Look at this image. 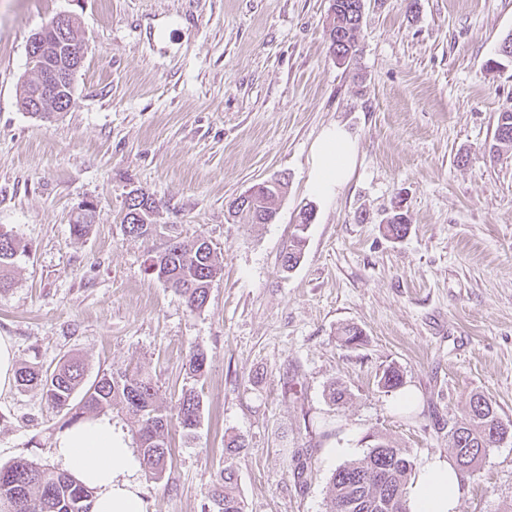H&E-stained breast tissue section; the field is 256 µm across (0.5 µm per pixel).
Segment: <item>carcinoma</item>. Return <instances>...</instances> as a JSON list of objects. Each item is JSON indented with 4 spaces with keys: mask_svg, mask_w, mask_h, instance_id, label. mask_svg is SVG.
I'll return each mask as SVG.
<instances>
[{
    "mask_svg": "<svg viewBox=\"0 0 512 512\" xmlns=\"http://www.w3.org/2000/svg\"><path fill=\"white\" fill-rule=\"evenodd\" d=\"M362 20V0H331L327 26L329 52L346 61L357 52ZM492 149L499 156L512 154V109L498 113ZM287 182L279 179L259 188L248 204L231 202L229 211L251 224H272L278 214L279 199ZM156 201L143 193L125 200V233L148 238L157 232L149 223ZM313 212L298 214L295 234L283 251L287 268L294 267L305 246L304 226L312 223ZM385 231L401 238L408 231L404 212L387 217ZM21 253L20 242L0 231V289L12 286L9 272ZM147 271L174 289L190 312L207 303L212 283L221 272L212 243L204 236L191 242L174 240L148 259ZM207 354L200 348L189 353L188 370L194 377L204 374ZM17 387L37 386L45 400L64 413L61 428L95 418L108 409L126 416L130 423L137 458L150 481L165 474L170 449L169 428L177 425L185 436L194 434L200 423L203 400L196 388L185 389L174 405L159 403V387L142 371L114 368L86 382L84 364L77 358L60 361L50 371L24 366L16 372ZM505 439H512V420H504L493 401L480 393L470 396L461 416L448 429V448L461 470L474 472L479 461ZM413 469L407 450L390 441L379 440L360 459L339 466L331 475L326 512H407L405 490ZM94 492L64 472L47 464L20 459L0 468V512H92ZM204 512H244L231 466L224 467L208 496Z\"/></svg>",
    "mask_w": 512,
    "mask_h": 512,
    "instance_id": "1",
    "label": "carcinoma"
}]
</instances>
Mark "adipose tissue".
Masks as SVG:
<instances>
[{
  "label": "adipose tissue",
  "instance_id": "1",
  "mask_svg": "<svg viewBox=\"0 0 512 512\" xmlns=\"http://www.w3.org/2000/svg\"><path fill=\"white\" fill-rule=\"evenodd\" d=\"M358 143L341 125L326 128L313 153L310 190L317 197L337 195L356 163ZM54 459L95 492L93 512H145L139 462L111 421L99 417L60 430ZM463 473L451 456L425 457L407 487L409 512H458Z\"/></svg>",
  "mask_w": 512,
  "mask_h": 512
}]
</instances>
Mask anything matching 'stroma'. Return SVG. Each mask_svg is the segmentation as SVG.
Here are the masks:
<instances>
[{"label": "stroma", "instance_id": "stroma-1", "mask_svg": "<svg viewBox=\"0 0 512 512\" xmlns=\"http://www.w3.org/2000/svg\"><path fill=\"white\" fill-rule=\"evenodd\" d=\"M330 0H0V228L24 246L0 290L16 366L80 358L88 378L148 371L162 403L205 350L193 438L169 435L146 512H202L232 463L245 512H325L333 471L384 435L414 460L447 454L471 394L512 420V159L490 153L512 100V0H364L359 50H328ZM72 16L84 52L67 111H25L29 36ZM342 124L359 142L337 197L309 190L313 149ZM288 180L275 223L227 213L252 185ZM157 234L127 236L131 189ZM95 222L74 237L85 202ZM406 235H386L395 203ZM300 263L282 266L302 207ZM212 243L223 268L201 311L145 271L171 238ZM363 341L342 345L345 325ZM397 367L416 399L392 409ZM343 388L332 404L330 386ZM64 416L39 389L0 394V467L53 464ZM246 446L232 459L224 442ZM332 448L340 457H329ZM309 458L299 478L294 455ZM460 512H512V441L467 478Z\"/></svg>", "mask_w": 512, "mask_h": 512}]
</instances>
